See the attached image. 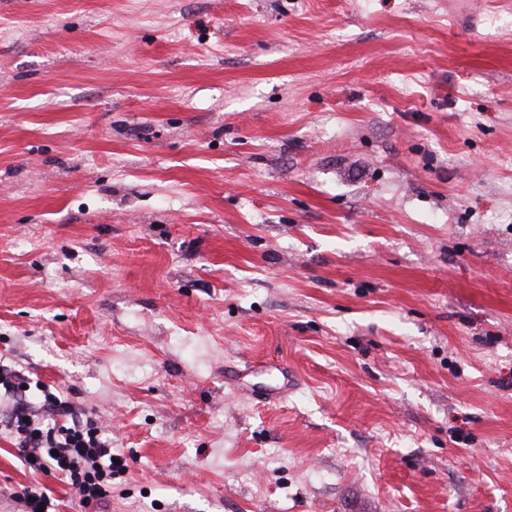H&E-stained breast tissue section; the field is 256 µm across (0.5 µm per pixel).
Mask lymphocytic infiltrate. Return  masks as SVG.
Returning <instances> with one entry per match:
<instances>
[{
  "label": "lymphocytic infiltrate",
  "instance_id": "lymphocytic-infiltrate-1",
  "mask_svg": "<svg viewBox=\"0 0 512 512\" xmlns=\"http://www.w3.org/2000/svg\"><path fill=\"white\" fill-rule=\"evenodd\" d=\"M14 373L0 370V391L12 398L9 427L16 457L30 470L69 479L82 507H98L112 490V440L96 422L49 387L39 403L17 397Z\"/></svg>",
  "mask_w": 512,
  "mask_h": 512
}]
</instances>
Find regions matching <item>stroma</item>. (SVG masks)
Segmentation results:
<instances>
[{
    "label": "stroma",
    "mask_w": 512,
    "mask_h": 512,
    "mask_svg": "<svg viewBox=\"0 0 512 512\" xmlns=\"http://www.w3.org/2000/svg\"><path fill=\"white\" fill-rule=\"evenodd\" d=\"M1 364L99 512H512V0H0ZM19 377L18 372L0 370V395L3 388L4 395L13 398L8 426L14 436L15 457L35 472L68 478L82 507L101 506L112 490L118 461L112 455V439L90 416L49 387H42L38 407L15 397L18 387L12 379ZM53 450L58 455H52Z\"/></svg>",
    "instance_id": "1"
}]
</instances>
